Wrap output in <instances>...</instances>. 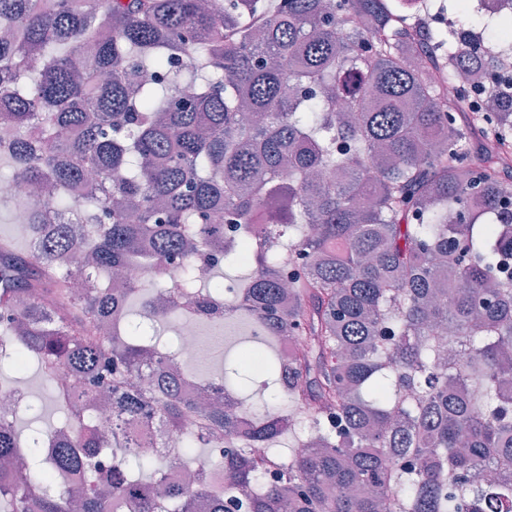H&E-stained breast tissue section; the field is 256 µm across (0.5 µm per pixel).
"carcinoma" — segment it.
Wrapping results in <instances>:
<instances>
[{
    "label": "carcinoma",
    "instance_id": "1",
    "mask_svg": "<svg viewBox=\"0 0 512 512\" xmlns=\"http://www.w3.org/2000/svg\"><path fill=\"white\" fill-rule=\"evenodd\" d=\"M421 2L0 0V156L53 195L27 203L29 250L0 242V346L65 414L45 468L0 469V512H512V90L471 32L409 23ZM471 65L486 103L464 112L441 87ZM134 263L170 281L151 322L191 298L204 323L299 337L237 369L263 361L308 422L248 410L242 430L163 386L158 337L108 330L142 288L99 278ZM222 265L251 272L221 313L197 267ZM152 423L186 471L226 445L224 487L157 488ZM286 437L305 452L283 460ZM20 438L0 418V461Z\"/></svg>",
    "mask_w": 512,
    "mask_h": 512
}]
</instances>
